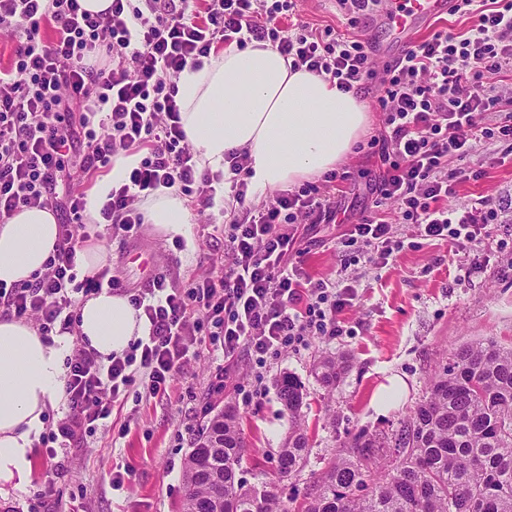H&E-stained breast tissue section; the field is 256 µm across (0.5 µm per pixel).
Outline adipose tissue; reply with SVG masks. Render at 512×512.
Segmentation results:
<instances>
[{"label": "adipose tissue", "mask_w": 512, "mask_h": 512, "mask_svg": "<svg viewBox=\"0 0 512 512\" xmlns=\"http://www.w3.org/2000/svg\"><path fill=\"white\" fill-rule=\"evenodd\" d=\"M177 99L187 139L201 166L223 169L229 150L251 158V187L284 189L336 166L370 123L365 105L322 77L290 71L288 62L262 42L211 53L201 68H186ZM143 208L151 224L183 233L188 211L170 191L149 196ZM59 241L49 208L26 207L0 224V282L31 279ZM77 335L102 358L123 355L147 334L127 297L101 292L78 308ZM66 336L45 339L30 323L0 318V497L26 487L35 445L49 408L64 399Z\"/></svg>", "instance_id": "adipose-tissue-1"}]
</instances>
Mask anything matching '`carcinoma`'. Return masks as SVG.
Returning <instances> with one entry per match:
<instances>
[{
	"instance_id": "1",
	"label": "carcinoma",
	"mask_w": 512,
	"mask_h": 512,
	"mask_svg": "<svg viewBox=\"0 0 512 512\" xmlns=\"http://www.w3.org/2000/svg\"><path fill=\"white\" fill-rule=\"evenodd\" d=\"M347 360L326 355L313 373L334 389ZM289 428L272 479L240 477L246 451L235 411L198 430L184 462L178 512H290L277 484L300 476L309 453L302 382L276 380ZM305 512H512V347L492 338L459 346L409 415L382 436L344 442L307 491Z\"/></svg>"
}]
</instances>
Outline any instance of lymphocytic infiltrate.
<instances>
[{"instance_id": "f902f5d3", "label": "lymphocytic infiltrate", "mask_w": 512, "mask_h": 512, "mask_svg": "<svg viewBox=\"0 0 512 512\" xmlns=\"http://www.w3.org/2000/svg\"><path fill=\"white\" fill-rule=\"evenodd\" d=\"M297 0H112L100 14L80 0H0V29L12 35V57L0 68V222L30 206H51L63 218L61 242L32 280L0 282V315L33 323L39 334L72 332L80 298L117 288L111 269L83 274L76 262L75 226L84 224V193L61 191L71 168L86 175L121 155L141 160L99 210L105 235L139 236L138 203L159 189L188 197L203 216L226 184L233 208L224 220L231 261L219 277L179 286L166 275L129 299L148 334L122 357L102 361L74 344L66 360V412L44 435L57 472L81 447L90 427L109 419L133 386L142 396L165 395L173 372L191 359L190 346L210 341L225 360L246 351L258 362L302 345L306 337L343 335L339 313L357 298L353 285L316 279L298 258L297 225L332 224L328 186L307 182L255 206L247 153L226 156L227 172L199 167L176 101L185 68H199L220 45L266 42L290 70H307L362 98L381 93L382 168L368 184V210L343 233V246L388 265L402 250L386 210L413 221L425 238L448 239L471 252L484 245L500 213L485 196L452 207L456 182L479 180L483 167H462L484 139L504 142L497 164L512 159V115L489 125V113L512 108V97L491 94L489 83L512 71V0H455L454 12L473 24L461 35L432 32L376 69L372 47L296 19ZM52 23L53 37L41 34ZM296 263H289V256Z\"/></svg>"}]
</instances>
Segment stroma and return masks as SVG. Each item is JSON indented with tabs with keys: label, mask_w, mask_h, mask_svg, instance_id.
Wrapping results in <instances>:
<instances>
[{
	"label": "stroma",
	"mask_w": 512,
	"mask_h": 512,
	"mask_svg": "<svg viewBox=\"0 0 512 512\" xmlns=\"http://www.w3.org/2000/svg\"><path fill=\"white\" fill-rule=\"evenodd\" d=\"M364 102L371 122L360 147L336 165L347 175L333 192L343 209L341 220L320 225L317 243L304 256L312 277L355 283L357 300L338 315L346 335L308 337L299 350L263 364L244 351L224 361L210 342H203L199 358L174 373L164 396L144 399L138 388H131L111 418L96 422L87 433L67 472L55 474L47 456L37 454L31 484L0 499V512H31L35 493L49 485L55 496L45 512H176L184 494V459L215 405L235 409L246 446L241 475L248 484H261L275 470L288 433V414L275 386L285 373L298 377L307 392L302 411L310 454L301 475L282 482L278 491L300 502L344 441L361 431L378 434L396 426L422 400L428 382L455 348L486 337L512 345L511 164L487 167L483 179L459 184L448 200L453 206L489 195L505 210L504 222L489 225L483 249L459 252L452 241L419 237L408 223L395 227L404 247L394 261L385 266L364 258L350 262L351 250L341 243L343 225L356 221L367 202L365 184L380 166L368 143L379 136L384 121L375 95H366ZM222 222L217 211L212 221L189 223L181 250L174 245L175 235L144 224L140 241L152 251L147 264L130 258V241L104 240L112 273L126 289L138 286L153 267L186 283L226 256L218 230ZM324 353L349 361L332 391L312 373ZM394 374L405 379L407 393L395 408L377 412L372 396ZM117 470L128 475L121 490L112 486Z\"/></svg>",
	"instance_id": "stroma-1"
}]
</instances>
